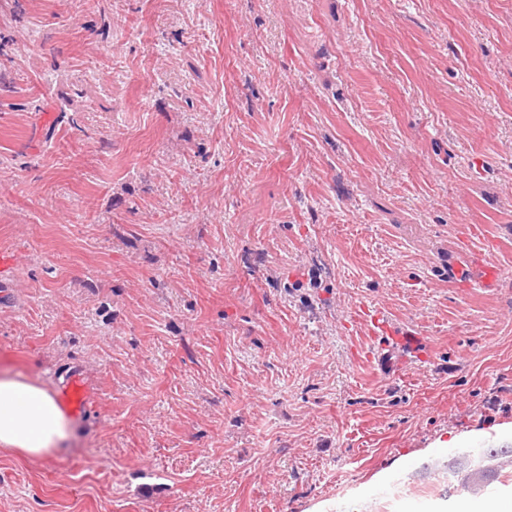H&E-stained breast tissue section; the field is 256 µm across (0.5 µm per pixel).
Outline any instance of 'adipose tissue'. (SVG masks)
Wrapping results in <instances>:
<instances>
[{
    "label": "adipose tissue",
    "mask_w": 512,
    "mask_h": 512,
    "mask_svg": "<svg viewBox=\"0 0 512 512\" xmlns=\"http://www.w3.org/2000/svg\"><path fill=\"white\" fill-rule=\"evenodd\" d=\"M76 428L51 394L34 381L0 373V447L30 458H49L69 448Z\"/></svg>",
    "instance_id": "ef3b65f1"
}]
</instances>
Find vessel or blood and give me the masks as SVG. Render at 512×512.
<instances>
[{
	"label": "vessel or blood",
	"mask_w": 512,
	"mask_h": 512,
	"mask_svg": "<svg viewBox=\"0 0 512 512\" xmlns=\"http://www.w3.org/2000/svg\"><path fill=\"white\" fill-rule=\"evenodd\" d=\"M469 281L486 291L499 286V272L489 264L484 253L473 252L468 263ZM368 334L378 340L380 346L370 356L376 372L384 378H401L409 357H422L423 339L411 327L401 325L388 317L374 313L369 317ZM55 399L61 410L73 418L92 414L97 406L98 390L84 375L81 368L74 367L62 379L55 382Z\"/></svg>",
	"instance_id": "b4317fda"
}]
</instances>
